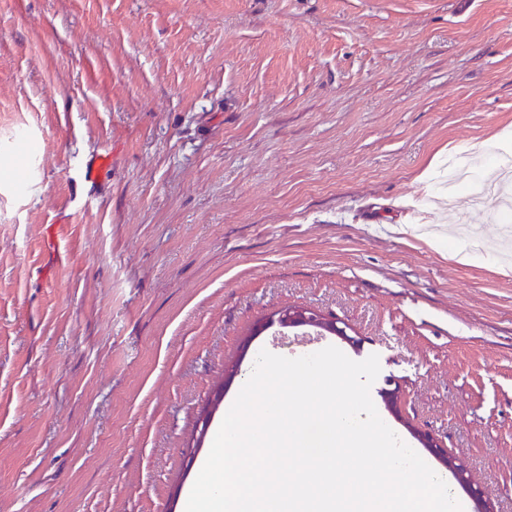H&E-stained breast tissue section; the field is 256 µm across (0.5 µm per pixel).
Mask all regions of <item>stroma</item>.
<instances>
[{"label":"stroma","instance_id":"stroma-1","mask_svg":"<svg viewBox=\"0 0 512 512\" xmlns=\"http://www.w3.org/2000/svg\"><path fill=\"white\" fill-rule=\"evenodd\" d=\"M506 129L512 0H0V512H184L210 394L329 345L512 512V243L457 184L512 194ZM276 316L278 323L283 328L309 327L317 335L329 333L341 337L352 345L358 342L356 338L347 333L348 327L344 323L309 308L289 306L281 309Z\"/></svg>","mask_w":512,"mask_h":512}]
</instances>
